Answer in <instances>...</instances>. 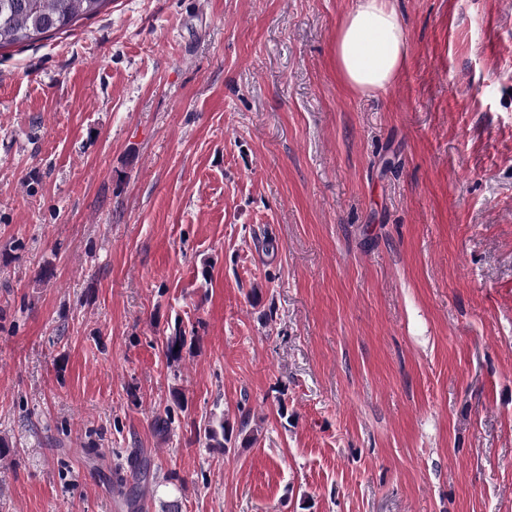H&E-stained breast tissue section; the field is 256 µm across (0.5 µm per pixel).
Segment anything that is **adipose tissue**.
I'll use <instances>...</instances> for the list:
<instances>
[{
  "instance_id": "obj_1",
  "label": "adipose tissue",
  "mask_w": 512,
  "mask_h": 512,
  "mask_svg": "<svg viewBox=\"0 0 512 512\" xmlns=\"http://www.w3.org/2000/svg\"><path fill=\"white\" fill-rule=\"evenodd\" d=\"M409 55L406 26L392 0H356L336 29V74L353 93L392 87Z\"/></svg>"
}]
</instances>
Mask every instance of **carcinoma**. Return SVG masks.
I'll list each match as a JSON object with an SVG mask.
<instances>
[{
    "label": "carcinoma",
    "instance_id": "1",
    "mask_svg": "<svg viewBox=\"0 0 512 512\" xmlns=\"http://www.w3.org/2000/svg\"><path fill=\"white\" fill-rule=\"evenodd\" d=\"M109 0H0V48L8 45L34 42L51 32L71 27L83 18L92 17ZM186 330L176 325L174 331L166 337V354L171 359L179 357L175 348L185 346ZM234 429L224 418L209 422L203 430L196 431L198 437L205 440L208 448L228 449ZM132 484L121 476L122 468L115 470L116 485L126 498L128 508L137 506L142 489L154 483L156 472L151 460L133 451L127 456Z\"/></svg>",
    "mask_w": 512,
    "mask_h": 512
}]
</instances>
